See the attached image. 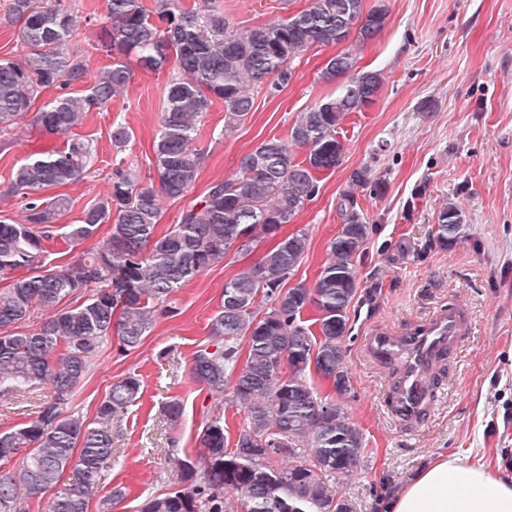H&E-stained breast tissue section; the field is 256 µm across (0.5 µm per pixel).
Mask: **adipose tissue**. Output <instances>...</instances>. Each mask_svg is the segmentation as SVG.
Instances as JSON below:
<instances>
[{
	"label": "adipose tissue",
	"instance_id": "ef3b65f1",
	"mask_svg": "<svg viewBox=\"0 0 512 512\" xmlns=\"http://www.w3.org/2000/svg\"><path fill=\"white\" fill-rule=\"evenodd\" d=\"M388 512H512V479L443 454L390 501Z\"/></svg>",
	"mask_w": 512,
	"mask_h": 512
}]
</instances>
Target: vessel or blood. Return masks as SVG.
Listing matches in <instances>:
<instances>
[{
  "label": "vessel or blood",
  "instance_id": "vessel-or-blood-1",
  "mask_svg": "<svg viewBox=\"0 0 512 512\" xmlns=\"http://www.w3.org/2000/svg\"><path fill=\"white\" fill-rule=\"evenodd\" d=\"M470 322L460 304L449 305L408 336L378 329L364 338L366 352L392 364L395 379L388 393L392 415L405 427L421 425L431 408L429 374L467 339Z\"/></svg>",
  "mask_w": 512,
  "mask_h": 512
}]
</instances>
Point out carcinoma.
<instances>
[{"mask_svg":"<svg viewBox=\"0 0 512 512\" xmlns=\"http://www.w3.org/2000/svg\"><path fill=\"white\" fill-rule=\"evenodd\" d=\"M389 18L385 0L367 12L364 0H310L276 23L239 28L219 0L191 7L183 0H151L149 7L143 0H106L97 45L112 64L92 76L71 44L78 18L69 0H8L0 28L16 31L22 54L0 60L1 131L18 125L42 92L56 87L60 93L42 103L35 121L51 135H69L126 87L131 59L159 73L173 56L177 71L168 78L155 141L157 180L114 168L106 197L64 233L65 243L77 246L109 225L102 243L80 259L52 263V226L69 202L38 192L82 179L91 146L73 139L63 150L27 156L12 171L9 192L25 201V215L0 219V274H15L0 293V398L39 386L48 394L37 416L0 432V461L24 454L17 473L0 474V512H24L25 501L43 498L68 470L76 483L50 499L47 512H88L112 457V419L142 393L141 379L128 375L112 383L94 420L64 414L101 342L115 336L119 351L138 349L156 318L174 313L175 289L223 261L235 242L248 251L292 223L317 194L319 174L341 163L338 126L347 113L375 102L384 80L377 71L350 75L356 65L350 50L329 58L321 79L342 80L339 91L297 113L286 137L242 155L234 175L212 184L160 233V196L182 198L198 178L196 136L211 104L224 101L226 136L252 111L254 89L288 82L298 55L351 38L361 48ZM74 85L84 89L73 92ZM297 147L308 149L306 159H296ZM351 182L377 194L385 188L368 166L354 171ZM338 211L342 224L313 286L283 288L308 247L302 230L224 284L210 342L193 354L190 377L244 409L245 421L233 435L221 414L209 416L198 428L200 459L177 460L185 486L147 499L138 512H352L339 484L358 470L366 448L345 407L352 385L342 342L374 227L349 190ZM436 220V246L463 238L466 224L455 203L442 205ZM82 294L79 304L61 305ZM310 309L317 312L311 324L303 318ZM39 310L50 316L34 330L21 329ZM328 379L334 387L324 395L317 382Z\"/></svg>","mask_w":512,"mask_h":512,"instance_id":"obj_1","label":"carcinoma"}]
</instances>
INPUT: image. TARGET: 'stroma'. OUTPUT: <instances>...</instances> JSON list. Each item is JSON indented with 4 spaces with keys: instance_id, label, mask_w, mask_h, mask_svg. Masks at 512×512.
<instances>
[{
    "instance_id": "obj_1",
    "label": "stroma",
    "mask_w": 512,
    "mask_h": 512,
    "mask_svg": "<svg viewBox=\"0 0 512 512\" xmlns=\"http://www.w3.org/2000/svg\"><path fill=\"white\" fill-rule=\"evenodd\" d=\"M224 14L241 26L265 25L307 8L310 0H220ZM390 20L381 35L357 54L362 71H379L384 87L376 103L346 117L339 130L342 164L321 175L319 190L305 202L285 233L308 235L295 280L314 283L338 233L337 203L350 174L371 167L386 188L376 195L357 189V202L376 231L360 267L351 307V331L343 342L354 388L349 417L360 427L367 451L357 474L341 492L354 512H383L390 493L438 454L457 452L512 478V0H388ZM339 45L317 46L293 62L278 92L259 90L252 112L230 136L224 103L217 100L202 120L197 147L199 176L187 196L163 199L160 229L177 222L210 185L231 176L240 157L264 139L287 135L297 112L335 93L323 81L326 60ZM168 71L134 70L107 109L88 113L75 137L95 154L83 181L43 189V197L69 200L57 227L76 223L100 202L115 165L141 178L154 175V138L165 106ZM132 139L123 152L112 145L113 123ZM13 145L0 149V217L18 219L22 202L8 192L11 172L27 155L62 149L66 139L45 133L32 120L10 130ZM455 202L468 236L440 249L430 243L440 207ZM261 249L228 257L174 291L176 315L158 318L135 351L122 353L105 340L92 358L69 411L94 419L112 382L139 375L141 398L112 423V457L89 512L116 486L127 495L111 512H136L145 498L180 488L174 460L199 458L198 426L220 410L230 427L245 414L197 385L189 375L193 353L207 344L225 281L254 265ZM464 302L471 334L445 362L432 410L415 428L387 411L392 368L372 360L360 345L376 328L405 333L448 304ZM182 403L179 422L164 415L166 402Z\"/></svg>"
}]
</instances>
